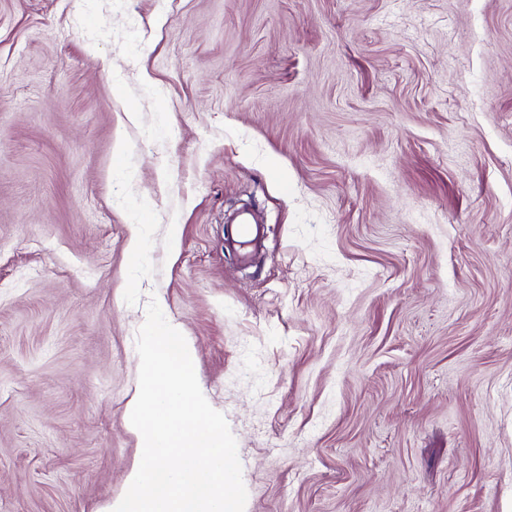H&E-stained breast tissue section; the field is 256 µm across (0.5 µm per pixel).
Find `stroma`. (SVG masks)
I'll return each instance as SVG.
<instances>
[{
  "mask_svg": "<svg viewBox=\"0 0 512 512\" xmlns=\"http://www.w3.org/2000/svg\"><path fill=\"white\" fill-rule=\"evenodd\" d=\"M153 298L245 512H512V0H0V512L124 494Z\"/></svg>",
  "mask_w": 512,
  "mask_h": 512,
  "instance_id": "35a3bbf8",
  "label": "stroma"
}]
</instances>
